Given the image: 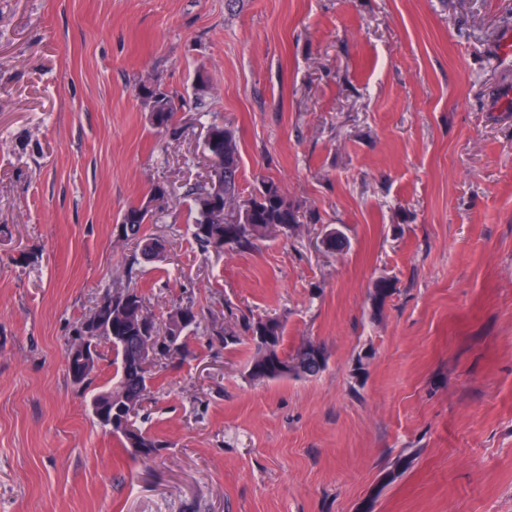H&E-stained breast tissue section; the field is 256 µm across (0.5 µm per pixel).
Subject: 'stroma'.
<instances>
[{"label":"stroma","instance_id":"stroma-1","mask_svg":"<svg viewBox=\"0 0 512 512\" xmlns=\"http://www.w3.org/2000/svg\"><path fill=\"white\" fill-rule=\"evenodd\" d=\"M508 32L512 0H0V512H512ZM147 78L189 99L176 132L151 126ZM217 118L242 194L273 178L295 232L197 246ZM145 202L168 252L130 278L114 228ZM112 284L158 324L200 315L138 420L166 444L151 460L93 416L111 348L87 386L67 370ZM246 316L279 318L285 351L319 343L324 371L252 381L249 341L209 334Z\"/></svg>","mask_w":512,"mask_h":512}]
</instances>
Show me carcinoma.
<instances>
[{
  "label": "carcinoma",
  "mask_w": 512,
  "mask_h": 512,
  "mask_svg": "<svg viewBox=\"0 0 512 512\" xmlns=\"http://www.w3.org/2000/svg\"><path fill=\"white\" fill-rule=\"evenodd\" d=\"M139 94L148 104L151 126L158 131L173 130L176 112L185 106V101L155 81L140 84ZM211 129L216 138L205 142V152L209 158L220 157L222 161L212 164L205 183L192 189L193 239L206 252H218L226 247L244 251L276 233L292 232L298 224L297 209L280 185L271 179L264 180L254 194L241 196V156L236 136L224 124L213 123ZM151 218L149 206L140 204L128 207L118 221L123 227L122 241L135 243L146 260L153 243L157 242V237L144 232V225ZM393 291L391 280H376L371 293L374 308L382 309ZM103 297L111 300L112 309L97 305L72 329L66 351L68 372H74L72 352L77 344L110 346L116 356L115 379L94 395L95 418L119 437L134 456L149 460L159 454L164 444L136 426L134 418L138 413H130V407L143 405L154 376L149 361L142 357L140 337L157 336L160 330L138 289L108 288ZM198 324L199 314L192 304L179 305L169 313L165 333L174 335V339L162 340V351L168 358L181 353L184 332ZM241 330L252 345L248 372L254 381L308 379L325 369L318 365L320 361L327 362L324 348L312 345L310 340L290 353L281 351L285 325L278 318H245ZM411 461L410 456L397 457L383 477L382 485L394 481L409 468Z\"/></svg>",
  "instance_id": "obj_1"
}]
</instances>
